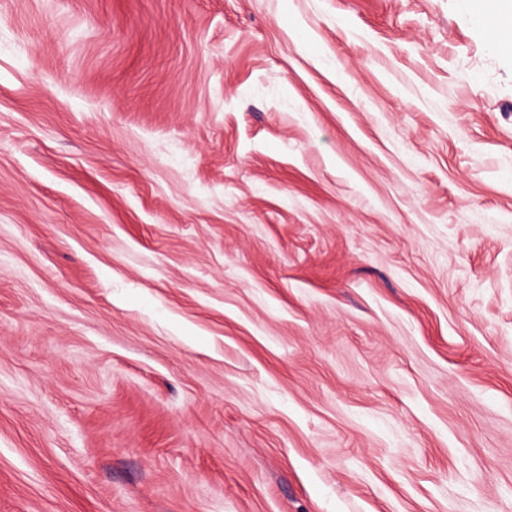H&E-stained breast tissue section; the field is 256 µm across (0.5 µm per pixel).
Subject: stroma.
Returning a JSON list of instances; mask_svg holds the SVG:
<instances>
[{
	"mask_svg": "<svg viewBox=\"0 0 512 512\" xmlns=\"http://www.w3.org/2000/svg\"><path fill=\"white\" fill-rule=\"evenodd\" d=\"M0 512H512L465 0H0Z\"/></svg>",
	"mask_w": 512,
	"mask_h": 512,
	"instance_id": "35a3bbf8",
	"label": "stroma"
}]
</instances>
